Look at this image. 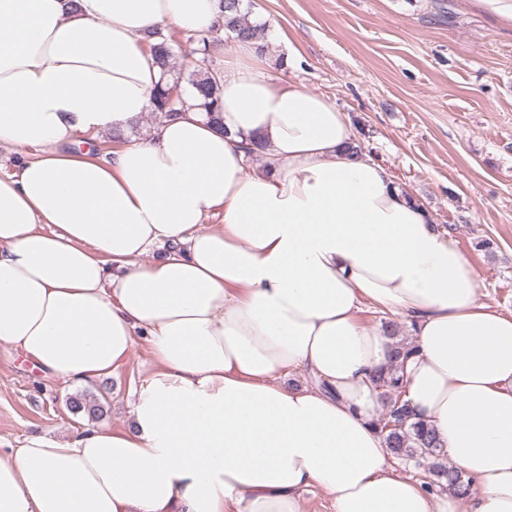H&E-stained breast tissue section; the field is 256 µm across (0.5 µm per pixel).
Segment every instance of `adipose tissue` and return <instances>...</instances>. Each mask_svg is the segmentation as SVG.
Here are the masks:
<instances>
[{
  "mask_svg": "<svg viewBox=\"0 0 512 512\" xmlns=\"http://www.w3.org/2000/svg\"><path fill=\"white\" fill-rule=\"evenodd\" d=\"M220 17V0H0V145L22 153L0 177V343L75 383L139 338L151 364L129 428L0 452V512H303L316 488L334 512H512V314L335 100L269 81L239 42L218 122L192 107L124 141L163 79L146 38ZM90 131L121 141L68 151ZM367 307L410 329L405 399L466 496L398 472L373 382L393 340Z\"/></svg>",
  "mask_w": 512,
  "mask_h": 512,
  "instance_id": "1",
  "label": "adipose tissue"
}]
</instances>
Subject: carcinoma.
Masks as SVG:
<instances>
[{"label": "carcinoma", "mask_w": 512, "mask_h": 512, "mask_svg": "<svg viewBox=\"0 0 512 512\" xmlns=\"http://www.w3.org/2000/svg\"><path fill=\"white\" fill-rule=\"evenodd\" d=\"M224 13V27L198 33L192 37L197 43L194 70L187 82L191 86L190 97L200 101L210 119H215L218 95L223 79V72L212 66L211 52L221 45L220 35L240 42H251L256 52L261 54L265 45L261 43L265 26L255 24L249 19V11L241 0H221ZM155 42L149 44V50L161 65L164 73L172 74L173 66L171 41L172 36L158 31L153 33ZM184 94L179 77L158 87L152 96L151 111L167 116L182 109ZM411 347L399 340L393 345V363L376 375L374 383L381 390L386 402L385 413L377 423V429L384 436L390 452L419 471L420 480L426 487L434 486L452 490L459 495L469 487V480L462 471L448 465L439 450V439L435 432L422 420L413 417L407 402L402 398L405 391L403 376L398 374L402 360L408 358ZM70 410L73 414H83L93 420L104 416L103 403L94 396H75L70 398Z\"/></svg>", "instance_id": "obj_1"}]
</instances>
